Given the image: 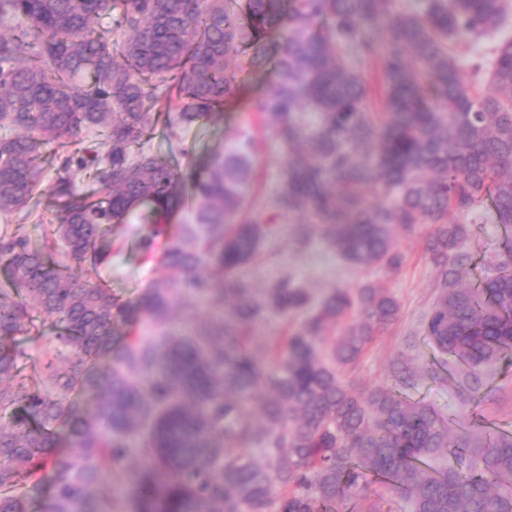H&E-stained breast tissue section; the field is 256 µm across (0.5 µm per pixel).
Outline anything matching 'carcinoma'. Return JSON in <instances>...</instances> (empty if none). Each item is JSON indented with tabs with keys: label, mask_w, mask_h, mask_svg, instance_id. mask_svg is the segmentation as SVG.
Wrapping results in <instances>:
<instances>
[{
	"label": "carcinoma",
	"mask_w": 512,
	"mask_h": 512,
	"mask_svg": "<svg viewBox=\"0 0 512 512\" xmlns=\"http://www.w3.org/2000/svg\"><path fill=\"white\" fill-rule=\"evenodd\" d=\"M511 24L509 0H0V215L35 214L57 165L42 239L0 235V512L46 494L47 512H345L369 474L410 512H512V433L455 430L401 397L422 373L404 353L392 387L343 380L397 322L391 293L244 272L285 219L297 245L320 237L389 272L397 236L431 225L424 329L457 363L462 409L479 406L484 371L512 355V239L473 284L467 216L512 227V38L467 75L456 46ZM243 98L285 166L260 199L244 195L250 133L201 170L144 149L159 120L172 142ZM143 211L140 245L153 257L164 237L168 275L136 301L82 281L112 256V225ZM43 316L54 333L29 387ZM272 317L298 323L256 339Z\"/></svg>",
	"instance_id": "cac0c4a2"
}]
</instances>
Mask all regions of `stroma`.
<instances>
[{
    "label": "stroma",
    "mask_w": 512,
    "mask_h": 512,
    "mask_svg": "<svg viewBox=\"0 0 512 512\" xmlns=\"http://www.w3.org/2000/svg\"><path fill=\"white\" fill-rule=\"evenodd\" d=\"M245 110L226 112L224 117L184 130L182 139L169 144L163 126H156L146 148L172 160L181 169L203 165L217 151L224 150L244 130ZM473 233L466 248L473 258V267L467 275L473 281L491 276L492 271L482 264L484 255L495 251L505 232L495 224L491 212L473 219ZM146 224H116L112 227V259L109 263L84 265L82 277L92 283L109 285L114 295L123 300H134L141 294L146 282L163 275L157 262L142 259L138 239L148 233ZM399 245L405 255L402 268L390 273L379 267L358 268L345 263L337 253L323 242H316L305 250L297 249L292 242V227L284 224L279 236L271 241L260 263L250 267L258 285L283 274H292L302 285L320 293L334 287L357 288L370 282L388 288L399 305L398 322L368 347L353 376L359 387H371L389 379V365L398 353L413 357L416 365L425 366L443 362L446 370H455L451 356L441 355L426 338L422 322L435 298V270L423 254V236L400 237ZM489 388L495 393L494 402L477 408L480 421H489L496 427L512 431V363L500 362L487 378ZM405 397L413 401L433 404L445 415H454L457 401L449 381L423 378L415 386L405 389Z\"/></svg>",
    "instance_id": "1"
}]
</instances>
